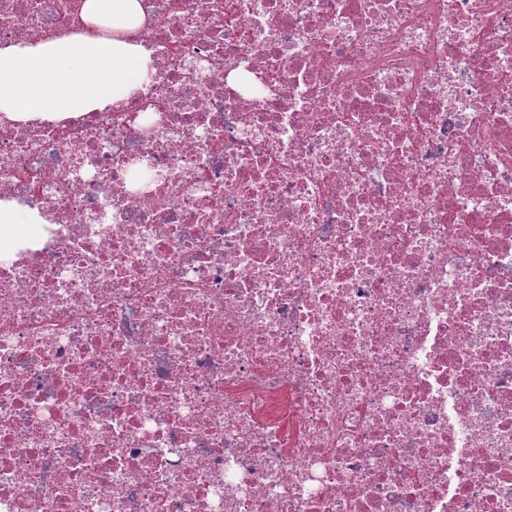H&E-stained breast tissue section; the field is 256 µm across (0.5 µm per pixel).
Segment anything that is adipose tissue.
I'll list each match as a JSON object with an SVG mask.
<instances>
[{"label":"adipose tissue","instance_id":"adipose-tissue-1","mask_svg":"<svg viewBox=\"0 0 512 512\" xmlns=\"http://www.w3.org/2000/svg\"><path fill=\"white\" fill-rule=\"evenodd\" d=\"M84 19L111 37L73 35L0 49V114L15 122L60 121L121 107L148 79L150 52L133 34L141 0H86Z\"/></svg>","mask_w":512,"mask_h":512}]
</instances>
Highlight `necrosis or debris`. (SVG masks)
<instances>
[{
  "label": "necrosis or debris",
  "instance_id": "1",
  "mask_svg": "<svg viewBox=\"0 0 512 512\" xmlns=\"http://www.w3.org/2000/svg\"><path fill=\"white\" fill-rule=\"evenodd\" d=\"M142 7L124 106L0 118V512H512V0ZM42 219L31 212L22 211L13 203L0 202V251H8L10 245V238L5 234L11 226L4 224H18L20 227H26L27 224H41Z\"/></svg>",
  "mask_w": 512,
  "mask_h": 512
}]
</instances>
